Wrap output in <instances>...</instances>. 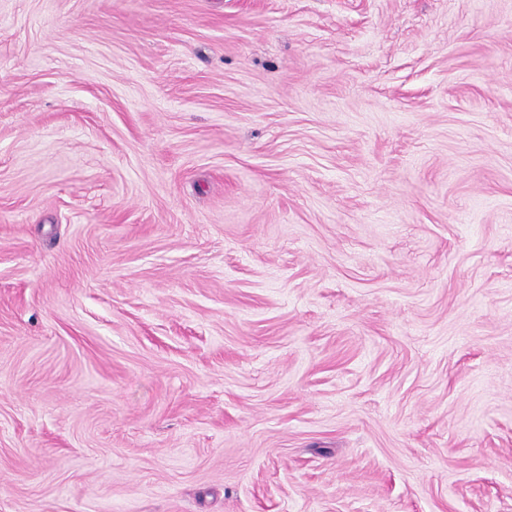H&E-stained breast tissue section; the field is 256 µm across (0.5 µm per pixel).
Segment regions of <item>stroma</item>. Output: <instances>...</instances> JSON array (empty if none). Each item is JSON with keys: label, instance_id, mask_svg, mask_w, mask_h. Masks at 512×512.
I'll return each instance as SVG.
<instances>
[{"label": "stroma", "instance_id": "1", "mask_svg": "<svg viewBox=\"0 0 512 512\" xmlns=\"http://www.w3.org/2000/svg\"><path fill=\"white\" fill-rule=\"evenodd\" d=\"M0 512H512V0H0Z\"/></svg>", "mask_w": 512, "mask_h": 512}]
</instances>
